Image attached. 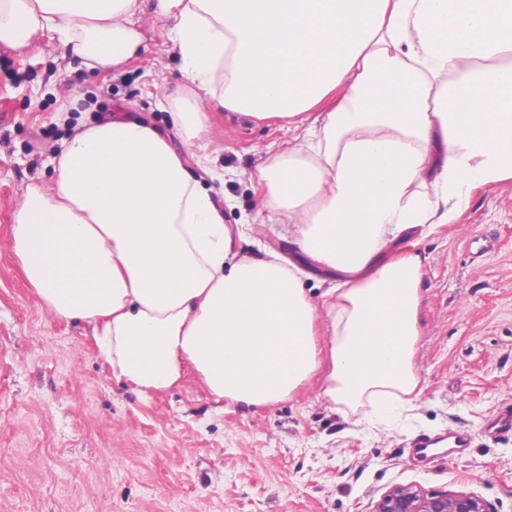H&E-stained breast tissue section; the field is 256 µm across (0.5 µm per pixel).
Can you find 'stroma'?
<instances>
[{
	"instance_id": "1",
	"label": "stroma",
	"mask_w": 512,
	"mask_h": 512,
	"mask_svg": "<svg viewBox=\"0 0 512 512\" xmlns=\"http://www.w3.org/2000/svg\"><path fill=\"white\" fill-rule=\"evenodd\" d=\"M143 33L139 60L106 75L67 66L54 38L0 48V512H374L397 484L512 512V433L486 431L512 409L511 180L475 190L455 223L405 241L422 262L423 393L386 427L335 410L317 378L253 409L215 403L191 373L141 393L112 377L88 327L40 305L11 247L15 210L29 184L52 181L68 124L120 107L166 129L160 90L184 79L164 21L147 20ZM288 139L277 122L220 109L204 143L233 172L224 219L245 227L237 248L296 261L288 238L257 221L252 190ZM452 429L468 433L467 447L414 455L419 436Z\"/></svg>"
}]
</instances>
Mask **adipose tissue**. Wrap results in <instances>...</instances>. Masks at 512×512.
Segmentation results:
<instances>
[{
    "instance_id": "adipose-tissue-1",
    "label": "adipose tissue",
    "mask_w": 512,
    "mask_h": 512,
    "mask_svg": "<svg viewBox=\"0 0 512 512\" xmlns=\"http://www.w3.org/2000/svg\"><path fill=\"white\" fill-rule=\"evenodd\" d=\"M148 9L186 81L170 129L122 111L69 127L54 181L14 214L27 282L142 393L191 371L215 402L267 406L325 364L340 411L406 409L421 263L400 244L512 180V0H0V46L50 32L110 72L136 59ZM214 101L293 132L258 185L268 221L324 270L319 297L294 262L234 249L223 170L198 155L204 186L173 148L207 133Z\"/></svg>"
}]
</instances>
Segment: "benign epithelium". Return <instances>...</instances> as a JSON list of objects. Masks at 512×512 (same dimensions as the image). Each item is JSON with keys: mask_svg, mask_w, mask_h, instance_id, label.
Wrapping results in <instances>:
<instances>
[{"mask_svg": "<svg viewBox=\"0 0 512 512\" xmlns=\"http://www.w3.org/2000/svg\"><path fill=\"white\" fill-rule=\"evenodd\" d=\"M375 512H487V509L475 495H427L414 486L397 485L380 498Z\"/></svg>", "mask_w": 512, "mask_h": 512, "instance_id": "obj_1", "label": "benign epithelium"}]
</instances>
